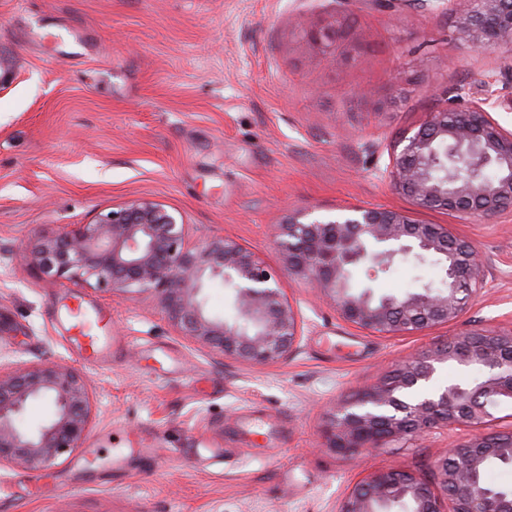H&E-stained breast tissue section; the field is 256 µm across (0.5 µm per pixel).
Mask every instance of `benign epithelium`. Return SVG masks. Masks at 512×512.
I'll use <instances>...</instances> for the list:
<instances>
[{
	"label": "benign epithelium",
	"mask_w": 512,
	"mask_h": 512,
	"mask_svg": "<svg viewBox=\"0 0 512 512\" xmlns=\"http://www.w3.org/2000/svg\"><path fill=\"white\" fill-rule=\"evenodd\" d=\"M455 40L478 51L512 47V0H448ZM323 52L335 50L336 31L311 35ZM395 188L421 208L443 209L462 219L512 214V132L462 93L403 133L390 153ZM286 270L331 298L341 316L376 333L399 334L448 325L483 291L484 267L475 245L448 226L421 224L408 214L354 206L333 216L288 214L277 232ZM28 263L56 280L94 282L132 298L150 292L181 335L221 354L261 364L284 356L298 336V320L282 288V274L238 243L222 237L188 239V225L163 205L139 200L41 235L24 246ZM409 255L438 259L446 287L395 298L348 285L351 269L388 270ZM222 279L234 288L231 321L205 306V283ZM477 366L474 383L454 384L417 398L436 365ZM46 399L51 418L35 430L20 426L27 405ZM512 401V328H480L448 337L401 361L329 415L327 445L343 454L380 448L436 426H466L474 433L436 464V484L408 472L375 471L355 483L339 512H376L374 500L395 490L410 496L416 512H512V500L489 493L478 480L484 461L512 447V430L490 428L491 408ZM90 385L78 368L44 361L0 368V467L42 471L80 447L91 424Z\"/></svg>",
	"instance_id": "7a95c632"
}]
</instances>
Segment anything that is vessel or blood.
Masks as SVG:
<instances>
[{"instance_id":"vessel-or-blood-1","label":"vessel or blood","mask_w":512,"mask_h":512,"mask_svg":"<svg viewBox=\"0 0 512 512\" xmlns=\"http://www.w3.org/2000/svg\"><path fill=\"white\" fill-rule=\"evenodd\" d=\"M106 315L101 311H89L84 301L76 300L63 306L62 322L67 340L76 354L87 364L110 363L120 342L116 337L100 333Z\"/></svg>"}]
</instances>
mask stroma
Masks as SVG:
<instances>
[{"mask_svg":"<svg viewBox=\"0 0 512 512\" xmlns=\"http://www.w3.org/2000/svg\"><path fill=\"white\" fill-rule=\"evenodd\" d=\"M446 0H0V365L45 359L90 380L92 427L44 471L0 469V512H337L375 470L425 481L471 435L423 437L345 455L328 448L337 403L453 334L512 325V216L464 221L420 209L386 173L399 135L462 87L512 130L501 50L454 39ZM336 28V52L310 35ZM147 199L190 239L234 240L271 268L289 212L378 206L443 224L484 264L481 297L458 320L413 335L344 321L306 281L282 286L301 326L283 358L212 354L168 322L158 299L60 283L21 252L36 236ZM432 260L353 272L376 294L440 287ZM112 315L126 345L81 363L60 324L63 298ZM266 433L264 447L251 443ZM142 440L122 467L112 457ZM97 448V457L87 455Z\"/></svg>","mask_w":512,"mask_h":512,"instance_id":"stroma-1","label":"stroma"}]
</instances>
